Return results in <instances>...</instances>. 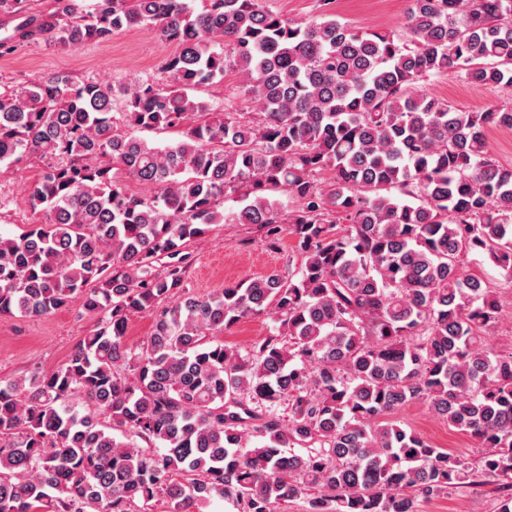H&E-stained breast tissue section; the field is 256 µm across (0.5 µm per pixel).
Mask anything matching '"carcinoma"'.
Segmentation results:
<instances>
[{
  "mask_svg": "<svg viewBox=\"0 0 512 512\" xmlns=\"http://www.w3.org/2000/svg\"><path fill=\"white\" fill-rule=\"evenodd\" d=\"M54 2L0 0L29 15L11 39L75 49L147 28L177 51L161 78L0 91V163L53 160L28 187L45 221L0 236V316L77 301L98 320L63 365L0 379V512H276L301 496L310 512H420L479 474L512 489V350L486 343L501 309L464 267L512 283V166L486 140L512 106L466 112L423 85L512 87V0H409L401 34L357 31L331 0L311 21L267 0ZM227 71L255 111L196 95ZM172 128L164 146L137 136ZM214 224L270 247L287 224L301 265L185 294L184 249ZM135 312L152 330L133 345ZM263 315L248 350L220 339ZM412 402L473 437L477 465L392 419Z\"/></svg>",
  "mask_w": 512,
  "mask_h": 512,
  "instance_id": "obj_1",
  "label": "carcinoma"
}]
</instances>
